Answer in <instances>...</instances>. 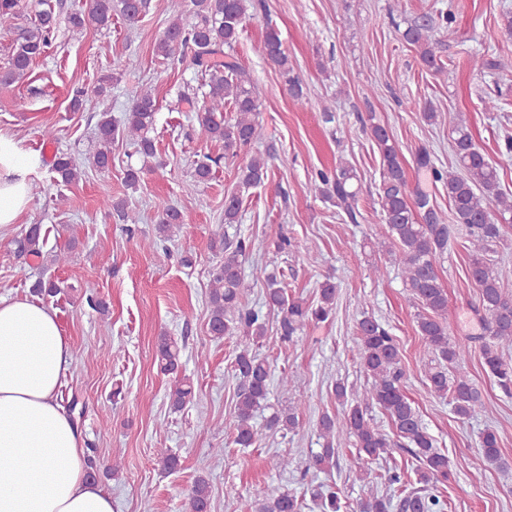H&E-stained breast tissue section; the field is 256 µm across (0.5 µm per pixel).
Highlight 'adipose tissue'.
Masks as SVG:
<instances>
[{
  "label": "adipose tissue",
  "mask_w": 512,
  "mask_h": 512,
  "mask_svg": "<svg viewBox=\"0 0 512 512\" xmlns=\"http://www.w3.org/2000/svg\"><path fill=\"white\" fill-rule=\"evenodd\" d=\"M38 163L0 132V226L27 209ZM72 357L49 308L0 297V512H113L111 495L86 477L82 433L58 401Z\"/></svg>",
  "instance_id": "adipose-tissue-1"
}]
</instances>
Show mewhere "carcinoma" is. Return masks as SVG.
I'll list each match as a JSON object with an SVG mask.
<instances>
[{"label":"carcinoma","mask_w":512,"mask_h":512,"mask_svg":"<svg viewBox=\"0 0 512 512\" xmlns=\"http://www.w3.org/2000/svg\"><path fill=\"white\" fill-rule=\"evenodd\" d=\"M151 0H86V7L71 14L68 23L72 31L82 32L89 26L107 28L112 17H119L130 31L134 30L149 11ZM171 14L168 26L155 47L156 56L165 60L180 50L193 53L194 64L201 68L202 95L196 112V135L204 140L224 143V157L234 158L263 137L258 121V94L250 76L222 56L233 54L240 34L253 19V0H169ZM449 15H421L408 23L402 32L404 41L416 48L419 59L437 73L444 72L441 59L440 32H449ZM58 17L50 7L35 11L34 20L9 30L8 61L0 67V89L12 87L28 73L33 62L44 56L52 45ZM263 52L269 64L286 79L293 101L304 104L303 86L292 75L288 55L283 49L279 33L268 28ZM131 60L121 59L113 71L96 82L76 89L70 105L75 111L100 112L96 125L97 146L91 157L92 166L107 169L112 164V143L121 139L133 148L141 166H128L125 184L138 185L140 174L156 158L153 137L156 99L151 88L145 86L137 92L118 123L105 111H99L103 98L116 80L115 71H124ZM511 71L510 61H487L479 57L472 60V70L482 75L486 70ZM374 139L382 160V174L378 186V205L381 214V233L390 244V265L397 269L404 288L417 305L416 331L427 346L430 362L426 379L430 392L449 398L454 413L461 419H470L483 408L482 391L464 371L478 346L484 370L491 374L498 388L512 394V295L501 282L499 272L491 259L496 247L512 224V194L500 188V171L512 167V135H506L499 145L495 162H490L476 147L468 126L463 120L451 129V148L455 167L445 170L431 161L430 154L421 150L416 156L417 168L425 171L431 183H441L447 190L448 203L455 223H448V215L430 193L418 182L411 183L404 168L399 146L391 139L387 129L372 124ZM274 159L273 147L263 154L251 156L238 167V183L244 189L256 187L268 177L269 162ZM51 170L62 182L77 181L81 169L72 156L54 157ZM361 178L357 169L347 162L339 163L331 171H319L309 182V192L336 203V208L353 224L358 223ZM103 206L115 211L126 224L140 222L139 214L128 209L121 201L103 200ZM242 199L236 192L224 197V225L213 232L211 248L220 259L212 269L209 304V329L220 338L238 339L235 372L238 378L237 402L229 429L234 444L252 448L259 441L262 430L254 423L258 410L265 407L270 387L271 369L268 362L256 353V346L267 334L266 316L262 311L242 302V265L253 251L255 241L229 229L239 223ZM184 217L178 208L163 209L157 225L159 240L143 239L140 246L158 249L161 242L176 237L182 229ZM464 227L469 262L467 273L479 291L476 315L482 333L455 337L448 324V293L438 274V264L448 252V242ZM46 234L42 225L32 224L15 241L17 257L43 256ZM276 249L305 261L308 248L294 239L282 235ZM266 302L276 312L277 333L282 342L297 345L304 342L306 328L324 323L333 315L336 304V283L326 278L318 286V299L309 304L288 296L274 273L264 274ZM181 348L169 336L160 337L156 360L160 372L174 376L168 399L171 408L179 411L195 397L193 381L179 375ZM355 356L367 376V383L348 387L336 383V399L342 405L337 417L328 414L319 422L320 437L324 440L321 451L312 455L308 467L326 470L336 465V433L343 432L353 439L356 455L353 465L357 478L369 487V494L360 499L353 512H445L446 500L438 495V488L448 483L452 468L448 455L437 449L436 440L429 433L419 413L405 392L406 372L403 368L399 342L384 323L372 316L359 320L356 327ZM294 401L286 412H275L266 420L265 429L284 434L300 428L299 408ZM373 407L381 409L392 425L388 434L374 423L369 415ZM478 452L474 465H494L507 471L501 457L499 436L491 428L478 436ZM404 451L415 461L414 472L420 487L409 491L392 503L374 487L373 464L384 456ZM161 468L172 472L179 466V458L169 448L156 449ZM322 512H341L342 489L335 483L319 485L312 492ZM209 483L198 477L189 491L186 512H209ZM255 512H301L295 495L273 489L255 505Z\"/></svg>","instance_id":"obj_1"}]
</instances>
